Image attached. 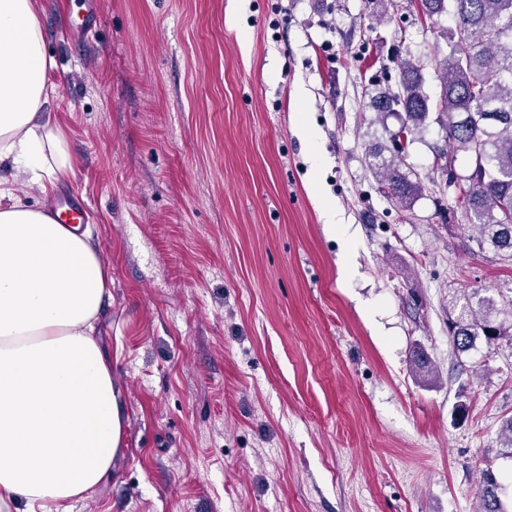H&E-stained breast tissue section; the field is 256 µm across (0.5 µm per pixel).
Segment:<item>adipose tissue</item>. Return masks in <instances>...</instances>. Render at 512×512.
Wrapping results in <instances>:
<instances>
[{"instance_id":"ef3b65f1","label":"adipose tissue","mask_w":512,"mask_h":512,"mask_svg":"<svg viewBox=\"0 0 512 512\" xmlns=\"http://www.w3.org/2000/svg\"><path fill=\"white\" fill-rule=\"evenodd\" d=\"M35 0H0V512L95 489L123 449V408L95 323L109 296L89 242L23 199L72 171Z\"/></svg>"}]
</instances>
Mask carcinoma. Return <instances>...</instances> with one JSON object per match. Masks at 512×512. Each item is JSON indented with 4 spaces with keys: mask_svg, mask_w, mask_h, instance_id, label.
I'll list each match as a JSON object with an SVG mask.
<instances>
[{
    "mask_svg": "<svg viewBox=\"0 0 512 512\" xmlns=\"http://www.w3.org/2000/svg\"><path fill=\"white\" fill-rule=\"evenodd\" d=\"M419 14L432 20L453 18L445 33L448 52L438 63L435 98L425 91V77L412 55L400 59L396 87H387L369 102L381 117L394 116L398 126L388 139L369 149L370 166L382 192L408 209L425 184L407 169L401 141H414L434 119L443 132L437 157L448 171L457 154L470 161L466 175H455L452 189L478 230L479 246L490 245L512 262V0H418ZM448 334L455 351L467 354L478 342L490 346L512 342V325L499 318L491 298L467 299L448 308ZM410 366L421 377L432 363L421 349L412 351ZM494 471H482L477 512H509Z\"/></svg>",
    "mask_w": 512,
    "mask_h": 512,
    "instance_id": "1",
    "label": "carcinoma"
}]
</instances>
